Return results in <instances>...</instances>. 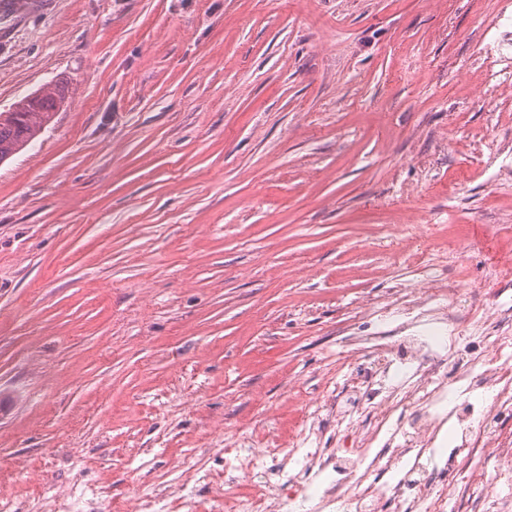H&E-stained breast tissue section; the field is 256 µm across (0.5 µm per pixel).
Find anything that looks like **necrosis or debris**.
I'll return each instance as SVG.
<instances>
[{
    "instance_id": "4bbe7bcc",
    "label": "necrosis or debris",
    "mask_w": 512,
    "mask_h": 512,
    "mask_svg": "<svg viewBox=\"0 0 512 512\" xmlns=\"http://www.w3.org/2000/svg\"><path fill=\"white\" fill-rule=\"evenodd\" d=\"M414 333L369 336L367 371L375 425L366 440L345 434L339 448H247L234 476L212 486L211 512H512V437L499 424L512 413V330L484 308L420 311ZM465 325L464 336L449 335ZM456 443L437 448L446 420ZM487 454L497 468L466 464ZM316 474L302 484L284 464Z\"/></svg>"
}]
</instances>
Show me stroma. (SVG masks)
I'll return each mask as SVG.
<instances>
[{
    "label": "stroma",
    "instance_id": "obj_1",
    "mask_svg": "<svg viewBox=\"0 0 512 512\" xmlns=\"http://www.w3.org/2000/svg\"><path fill=\"white\" fill-rule=\"evenodd\" d=\"M512 0H47L0 39V490L156 512L232 434L290 448L396 288L512 263ZM422 219L419 240L380 233ZM33 103L0 113V161L7 160L29 145L65 102L62 88L36 93Z\"/></svg>",
    "mask_w": 512,
    "mask_h": 512
}]
</instances>
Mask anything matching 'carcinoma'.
Segmentation results:
<instances>
[{"label":"carcinoma","instance_id":"cac0c4a2","mask_svg":"<svg viewBox=\"0 0 512 512\" xmlns=\"http://www.w3.org/2000/svg\"><path fill=\"white\" fill-rule=\"evenodd\" d=\"M62 88L37 93L34 102L0 113V161L29 145L65 102Z\"/></svg>","mask_w":512,"mask_h":512}]
</instances>
